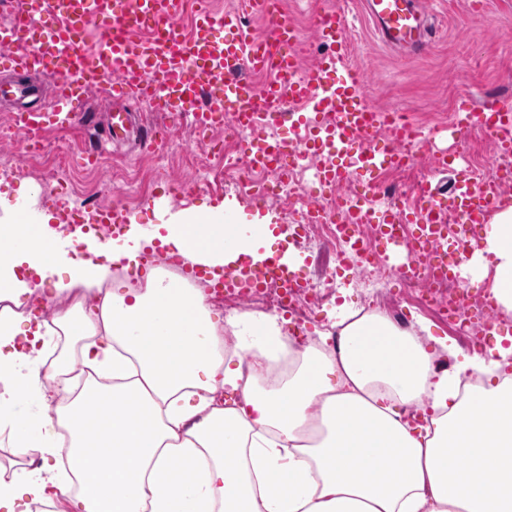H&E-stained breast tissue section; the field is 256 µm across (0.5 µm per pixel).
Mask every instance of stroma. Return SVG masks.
I'll return each mask as SVG.
<instances>
[{
    "label": "stroma",
    "mask_w": 512,
    "mask_h": 512,
    "mask_svg": "<svg viewBox=\"0 0 512 512\" xmlns=\"http://www.w3.org/2000/svg\"><path fill=\"white\" fill-rule=\"evenodd\" d=\"M288 17L304 31V64H312L323 48L311 32L316 10L331 6L343 8L348 16V36L355 46L354 60L369 75L366 94L369 102L382 109L406 112L410 121L429 134L437 147H453L454 142L440 137L455 111L462 104L477 105L491 97L512 98V0H432V23L436 33L430 46L420 54L405 55L380 44L363 13L361 0H285ZM479 24L475 37L463 36V29ZM109 102L93 100L84 124L75 130L56 129L45 133V142L37 154L28 153L25 144L7 129L0 132V149L14 152L24 167L50 170L58 150H66L72 163V177L85 191L106 183L110 171L124 172L127 195L123 206L131 222L144 228L163 223L182 211L223 209L237 224L270 225L278 252L297 254V270L309 287H323L314 273L315 255L300 243L303 230L284 220L279 209L265 208L259 197L235 188L223 192L206 185L197 169L190 165V145L184 136L189 122L171 121V135L163 147L139 149L129 144H113L103 133ZM100 154L97 166L84 165L86 152ZM189 182L179 200L162 199L170 183ZM29 176L0 181V201L9 205L24 203L34 216H49L58 224L54 196L34 191ZM358 269L337 266L336 291L329 300L313 308L304 324V334L317 338L330 330L340 308L345 305L369 312L370 302L359 281Z\"/></svg>",
    "instance_id": "1"
}]
</instances>
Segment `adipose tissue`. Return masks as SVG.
Returning a JSON list of instances; mask_svg holds the SVG:
<instances>
[{"label": "adipose tissue", "mask_w": 512, "mask_h": 512, "mask_svg": "<svg viewBox=\"0 0 512 512\" xmlns=\"http://www.w3.org/2000/svg\"><path fill=\"white\" fill-rule=\"evenodd\" d=\"M245 230L255 253L273 239L209 211L158 239L133 224L106 265L72 260L48 221L0 211V435L16 456L0 464V512L63 496L74 512H512V345L467 354L444 340L445 370L427 324L350 310L298 353L278 315L221 325L187 279L112 277L156 239L185 263L223 264ZM459 271L472 285L492 276L512 312V206ZM47 281L59 306L31 323L24 301ZM78 363L95 378L73 398ZM33 453L68 468H27Z\"/></svg>", "instance_id": "1"}]
</instances>
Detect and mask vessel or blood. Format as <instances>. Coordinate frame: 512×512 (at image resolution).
<instances>
[{
	"label": "vessel or blood",
	"instance_id": "1",
	"mask_svg": "<svg viewBox=\"0 0 512 512\" xmlns=\"http://www.w3.org/2000/svg\"><path fill=\"white\" fill-rule=\"evenodd\" d=\"M16 6L18 24L0 30V42L11 47L0 54V66L8 65L18 79L0 83V101L18 100L14 126L30 148L40 146L44 126L68 129L79 122L95 86L112 104L106 134L116 142L150 141L131 110L146 100L170 116L192 117L202 129L220 125L228 112L247 131L288 117L287 137L244 139L246 158L254 168L280 170L319 158L315 180L331 194L359 175L376 183L386 169L406 165L411 146L424 139L420 128L398 113L369 104L364 73L351 62L346 16L339 8L315 13L313 36L325 51L306 69L298 53L301 28L289 21L287 11L271 9L269 0H242L240 11L221 15L199 11L187 33L173 24L185 0H17ZM364 10L390 48L415 52L432 39L422 0H364ZM245 14L268 18L267 33L255 35L241 20ZM48 84L54 91L49 99L44 96ZM450 129L456 139L468 129L481 131L511 152L512 102L498 98L468 108ZM458 157L448 150L431 156L432 170H455L453 193L439 195L425 178L415 202L384 210L360 193L344 201L343 223L378 224V247L406 254L393 262V270L412 269L415 255L408 243L432 251L443 236L442 213L479 226L505 202L506 192L475 183L470 170H457ZM93 221L111 225L119 238L128 215L115 207L96 213ZM247 248V239H240L236 260L219 270L197 264L191 273L242 294L274 279L286 289L303 287L294 265L279 254L255 260Z\"/></svg>",
	"mask_w": 512,
	"mask_h": 512
}]
</instances>
